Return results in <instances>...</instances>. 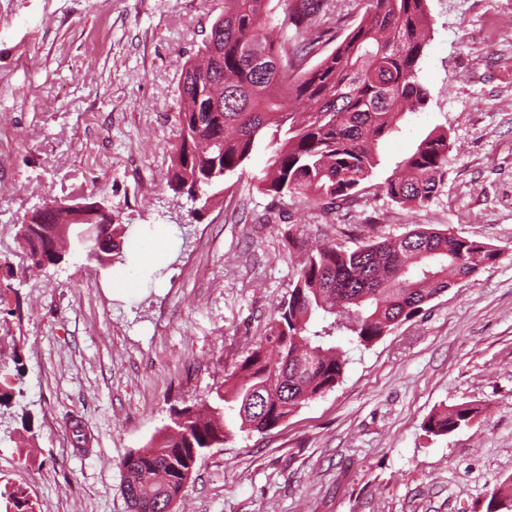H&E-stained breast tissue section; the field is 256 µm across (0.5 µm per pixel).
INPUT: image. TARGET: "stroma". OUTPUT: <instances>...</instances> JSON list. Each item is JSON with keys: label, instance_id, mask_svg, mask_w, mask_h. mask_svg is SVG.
<instances>
[{"label": "stroma", "instance_id": "obj_1", "mask_svg": "<svg viewBox=\"0 0 512 512\" xmlns=\"http://www.w3.org/2000/svg\"><path fill=\"white\" fill-rule=\"evenodd\" d=\"M424 111L378 141L379 165L333 213L256 188V150L202 220L165 185L177 85L224 0H0V363L22 361L25 399L0 409V489L36 512H131L123 460L197 403L259 341L308 245L450 230L499 256L369 347L341 339L338 385L260 434L200 457L174 512H487L512 481V0H427ZM447 132L437 197L407 209L379 183L430 131ZM86 198L126 225L124 262L84 248L26 271L21 224ZM153 261L139 260L146 229ZM467 403L453 432L423 428ZM30 413L23 428L22 413ZM80 418L90 437L76 450ZM475 408L467 403L453 405L442 411L432 414L425 422L424 429L427 433L439 436L456 430L462 424L469 422Z\"/></svg>", "mask_w": 512, "mask_h": 512}]
</instances>
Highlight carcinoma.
<instances>
[{
	"instance_id": "carcinoma-1",
	"label": "carcinoma",
	"mask_w": 512,
	"mask_h": 512,
	"mask_svg": "<svg viewBox=\"0 0 512 512\" xmlns=\"http://www.w3.org/2000/svg\"><path fill=\"white\" fill-rule=\"evenodd\" d=\"M271 0H224L177 87L179 141L167 187L187 196L193 218L212 206L224 182L243 173L259 146L269 151L259 190L277 202L304 196L328 213L361 191L379 165L376 142L400 131L406 114L423 111L429 91L419 61L430 39L427 0H360L357 18L333 32L327 0H300L284 23L295 35H271ZM336 42L335 48L325 46ZM316 62H311V59ZM448 134L433 131L403 158L379 189L403 207L428 204L448 172ZM57 225L20 228L28 269L58 265ZM123 224H100L94 247L120 254ZM498 251L447 231L414 230L370 239L350 250L329 242L305 253L296 280L264 339L232 376L193 406L174 410L136 458L123 461L132 512L175 500L202 451L221 448L233 427L267 432L309 400L333 389L346 359L336 332L368 347L460 277L493 264ZM23 396L20 374L0 368V407ZM467 403L432 414L439 436L469 422ZM3 512H35L26 489L0 491ZM488 512H512V488L490 492Z\"/></svg>"
}]
</instances>
